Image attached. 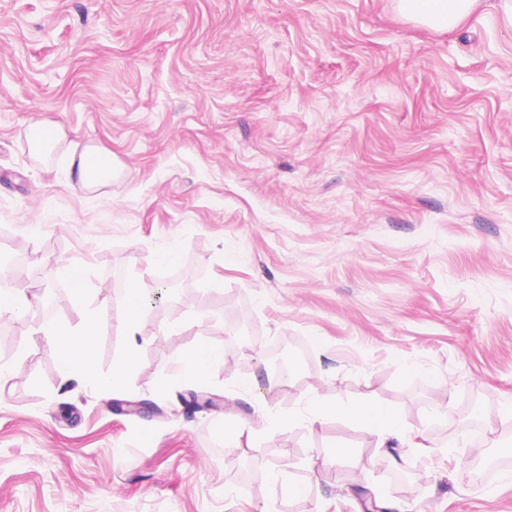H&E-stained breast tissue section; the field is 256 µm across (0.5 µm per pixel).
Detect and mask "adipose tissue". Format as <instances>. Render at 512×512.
I'll return each instance as SVG.
<instances>
[{
	"label": "adipose tissue",
	"mask_w": 512,
	"mask_h": 512,
	"mask_svg": "<svg viewBox=\"0 0 512 512\" xmlns=\"http://www.w3.org/2000/svg\"><path fill=\"white\" fill-rule=\"evenodd\" d=\"M399 11L405 17L439 31L456 28L470 15L495 13L512 25V0H398ZM69 167L71 188L82 192L110 185L116 176V166L110 151L94 146L71 157ZM51 277L63 279L81 312L90 307L85 299L86 274L82 265L57 260L49 265ZM40 333L56 351L60 366L67 378L85 379L95 373L93 336L95 320L89 317L85 325L72 331L63 328L56 319L42 320ZM312 421L326 417L347 419L381 439H400L402 420L390 409L370 400L342 406L314 400L310 411Z\"/></svg>",
	"instance_id": "1"
}]
</instances>
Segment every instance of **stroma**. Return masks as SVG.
Masks as SVG:
<instances>
[{"label": "stroma", "instance_id": "stroma-1", "mask_svg": "<svg viewBox=\"0 0 512 512\" xmlns=\"http://www.w3.org/2000/svg\"><path fill=\"white\" fill-rule=\"evenodd\" d=\"M34 115L63 126L46 163ZM90 145L119 176L76 193L66 158ZM173 241L180 263L154 265ZM57 259L85 267L97 375L65 380L39 321L0 317V512H512L499 15L440 32L396 0H0V268L28 284ZM167 275L101 389L131 349L126 285ZM204 339L224 362L185 381ZM273 345L294 367L277 386ZM204 394L216 407L191 409ZM314 397L372 399L404 437L260 412Z\"/></svg>", "mask_w": 512, "mask_h": 512}]
</instances>
